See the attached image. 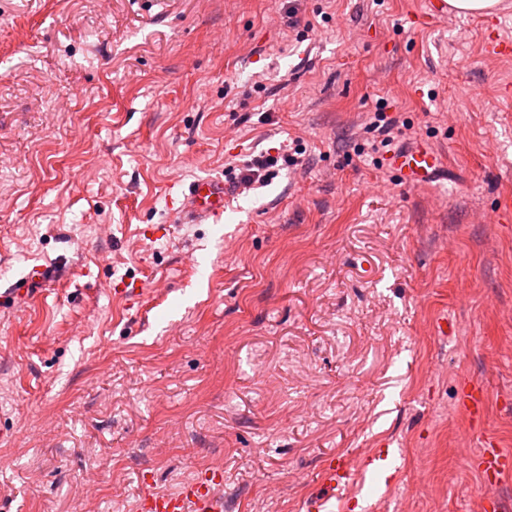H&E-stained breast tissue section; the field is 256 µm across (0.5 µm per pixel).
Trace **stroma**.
Here are the masks:
<instances>
[{"label": "stroma", "instance_id": "1", "mask_svg": "<svg viewBox=\"0 0 512 512\" xmlns=\"http://www.w3.org/2000/svg\"><path fill=\"white\" fill-rule=\"evenodd\" d=\"M426 8L0 0V290L66 273L0 312V512H137L216 460L224 512H512L470 463L512 450V56L484 49L512 0ZM380 110L447 179L358 156ZM299 146L218 222L177 214ZM500 5L501 0H428L426 16L447 19L448 6L459 15H492ZM294 156L288 153H283L278 156H273L268 152L260 153L254 156L250 161L247 162L245 168L240 173L239 181H235L236 178L232 177V172L229 169V180L232 183L250 185L254 182H265L272 180L278 175L280 167L285 164L292 165L296 163ZM282 161L281 164L279 162ZM485 394L481 384L473 380L460 382L459 406L470 416L474 423H479L483 413Z\"/></svg>", "mask_w": 512, "mask_h": 512}]
</instances>
